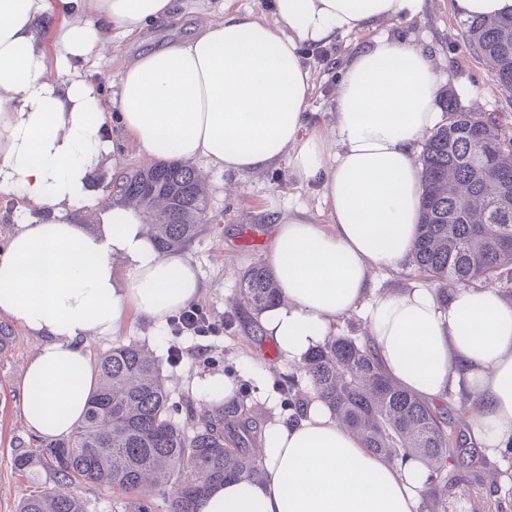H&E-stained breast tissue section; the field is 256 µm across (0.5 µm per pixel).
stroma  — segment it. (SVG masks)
I'll list each match as a JSON object with an SVG mask.
<instances>
[{
    "instance_id": "1",
    "label": "stroma",
    "mask_w": 512,
    "mask_h": 512,
    "mask_svg": "<svg viewBox=\"0 0 512 512\" xmlns=\"http://www.w3.org/2000/svg\"><path fill=\"white\" fill-rule=\"evenodd\" d=\"M452 0H420L416 8L379 26L380 34L404 39L431 54L440 74L449 75V89L461 105L500 117L507 134L512 135V93L502 91L491 80L485 64L464 47L460 19L451 7ZM177 13L167 22L149 26L134 38L113 40L100 62L98 90L109 119L113 137L122 132L114 118V98L122 67L141 49L162 46L193 35L198 23L197 10L251 12L268 15L269 0H176ZM368 39L364 33L338 37L324 47H306L302 60L309 66L315 87L307 109L306 130L327 134L335 122L336 83L353 51ZM206 195L205 226L187 251L197 265L205 288L197 304L220 327L219 335L206 339L176 340L171 333L157 334L150 323L134 316L113 336H95L87 347L92 359L119 343H134L153 352L167 379L170 402L176 421H184L186 408H200L192 391L195 381L204 378L234 377L239 383L236 402L252 409L262 421L273 420L285 410L286 401L270 405L257 394V377L267 376V385L278 390L292 368L269 357L268 337L255 330L254 316L244 305L240 281L252 266L263 263L273 227L272 219L291 208L305 209L319 223H330L329 207L320 184L304 183L292 173L287 160L269 170L237 174L206 167L196 161ZM8 328L14 341L11 352L0 354V512H19L21 501L29 495L53 488L49 470L34 466L27 473L15 470L13 459L34 443L19 412L22 401L20 379L37 342L16 322L0 317V328ZM179 344L184 357L172 364L168 348ZM497 462L478 453L466 471L451 500L453 512H512V480L500 477L490 486L484 476Z\"/></svg>"
}]
</instances>
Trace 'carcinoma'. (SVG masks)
Masks as SVG:
<instances>
[{
  "instance_id": "obj_1",
  "label": "carcinoma",
  "mask_w": 512,
  "mask_h": 512,
  "mask_svg": "<svg viewBox=\"0 0 512 512\" xmlns=\"http://www.w3.org/2000/svg\"><path fill=\"white\" fill-rule=\"evenodd\" d=\"M463 35L466 49L482 59L498 87L512 92V15L468 19ZM440 105L444 119L419 157L422 202L414 261L444 297L450 283L511 284L512 207L502 214L499 202L512 195V137L496 117L462 107L452 91ZM114 183L113 194L138 204L161 252L182 248L198 235L205 197L193 167L161 162ZM240 292L257 312L278 298L273 275L262 265L244 274ZM301 371L305 382L290 375L281 386L288 404L312 390L371 452L422 459L429 468L430 512H448V496L459 486L469 451L461 447L447 412L392 380L364 336L329 337L305 358ZM187 415L189 429L172 420L165 377L154 357L135 344L113 346L100 358L98 386L81 424L65 439L40 440L38 452L15 456L18 472L41 463L57 485L25 498L19 512H85L70 491L83 482L145 496L174 487L169 512H194L214 484L264 477L255 454L263 426L250 410L216 401ZM188 467L199 479L183 477Z\"/></svg>"
}]
</instances>
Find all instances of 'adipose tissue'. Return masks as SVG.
I'll return each mask as SVG.
<instances>
[{"instance_id": "adipose-tissue-1", "label": "adipose tissue", "mask_w": 512, "mask_h": 512, "mask_svg": "<svg viewBox=\"0 0 512 512\" xmlns=\"http://www.w3.org/2000/svg\"><path fill=\"white\" fill-rule=\"evenodd\" d=\"M415 0H272L262 19L220 14L185 40L127 61L115 103L125 138L150 158L201 160L240 173L287 159L300 181L321 183L332 225L305 210L280 215L264 259L280 298L258 324L281 361L336 335L363 314L385 373L430 404L460 390L479 401L470 439L487 456L512 445V300L491 287L448 296L416 284L375 294L371 272L414 252L421 210L416 162L442 120L428 52L377 34ZM65 18L53 25V8ZM175 0H0V193L50 206L47 222L21 221L0 251V316L39 344L22 380L21 415L47 441L80 424L94 385L87 342L115 334L131 314L155 328L193 304L202 283L185 251L159 252L142 216L113 199L87 228L93 175L119 172L104 136L95 70L103 35H138L170 20ZM60 54L49 65L43 32ZM371 32L336 87L329 134L305 133L314 88L305 46ZM38 401H31V394ZM258 481L228 480L197 512H419L429 469L364 448L315 395L302 413L266 426Z\"/></svg>"}]
</instances>
